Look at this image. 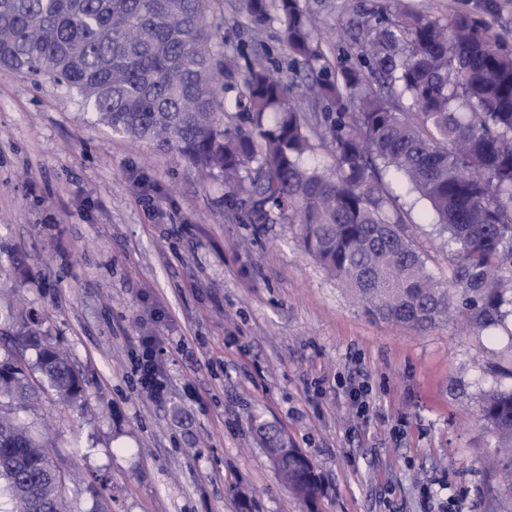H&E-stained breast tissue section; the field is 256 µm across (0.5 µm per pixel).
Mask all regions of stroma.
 Masks as SVG:
<instances>
[{"label": "stroma", "instance_id": "stroma-1", "mask_svg": "<svg viewBox=\"0 0 512 512\" xmlns=\"http://www.w3.org/2000/svg\"><path fill=\"white\" fill-rule=\"evenodd\" d=\"M337 66L352 9L384 0H303ZM433 19L467 13L512 49V0H411ZM217 50H270L298 81L277 16L209 0ZM432 275L450 250L424 203L400 197ZM301 227L258 228L224 201V181L93 124L75 93L0 68V314L35 322L85 389H53L16 417L53 441L80 512H512L480 417L512 387V319L418 332L369 318L304 252ZM164 342V389L143 388L141 339ZM366 384L362 417L350 388ZM300 449L325 495L288 492L256 434Z\"/></svg>", "mask_w": 512, "mask_h": 512}]
</instances>
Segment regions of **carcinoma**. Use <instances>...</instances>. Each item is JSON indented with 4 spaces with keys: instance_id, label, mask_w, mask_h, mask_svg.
Here are the masks:
<instances>
[{
    "instance_id": "1",
    "label": "carcinoma",
    "mask_w": 512,
    "mask_h": 512,
    "mask_svg": "<svg viewBox=\"0 0 512 512\" xmlns=\"http://www.w3.org/2000/svg\"><path fill=\"white\" fill-rule=\"evenodd\" d=\"M208 0H0V66L48 76L75 91L112 132L174 153L224 178L225 203L246 224L288 218L306 253L373 319L424 331L459 313L484 330L512 316V52L466 13L443 24L409 0H386L357 23L361 63H322L315 24L300 0H240L258 23L278 12L291 66L310 82L290 93L261 43L246 59L234 109L251 128L224 123L239 67L218 53ZM334 164L310 167V132ZM429 205L452 246L436 281L408 234L383 175ZM40 346L38 370L60 401L83 388L65 355L24 323ZM38 386L15 355L0 358V404L26 407ZM481 419L512 470V389L487 394ZM279 475L292 493L321 491L310 462ZM13 512H63L67 492L45 444L0 416V492Z\"/></svg>"
}]
</instances>
